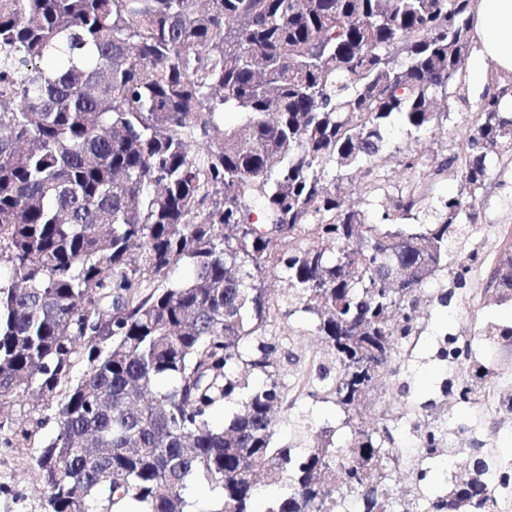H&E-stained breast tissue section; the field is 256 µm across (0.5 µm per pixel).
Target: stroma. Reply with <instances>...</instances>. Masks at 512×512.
<instances>
[{
    "mask_svg": "<svg viewBox=\"0 0 512 512\" xmlns=\"http://www.w3.org/2000/svg\"><path fill=\"white\" fill-rule=\"evenodd\" d=\"M512 246V177L503 187L493 189L481 208V222L464 239L459 251L469 258V271L460 286H448L446 279L429 283L427 293L451 287L447 305L426 303L418 318L419 334L413 346H401L399 372L386 376L375 388L362 419L348 423L343 410L331 400L301 396L290 418H279L276 425L277 445L307 448L322 428L335 429L337 441L350 438L354 428L369 431L377 424L388 423L395 438L402 468H410L417 456L415 416L424 403L436 402L448 421L449 447L470 448L474 444L495 449L501 458L512 461V410L495 415L478 411L473 402L458 395L442 396L440 385L451 379L456 385H472L473 375L466 360L449 368L436 357L443 334L467 336L472 351L494 369V383L512 388V346L489 347L480 340L478 328L490 321H512V306L498 304L481 293L483 285L505 248ZM282 344L279 364L281 379L296 387L312 361L323 354V347L310 321L301 314L283 318L276 327ZM32 445L0 444V512H44L42 483L33 462ZM450 468L447 461L432 464L421 485L392 479L387 489L393 499H407L413 512H423L421 492L446 486Z\"/></svg>",
    "mask_w": 512,
    "mask_h": 512,
    "instance_id": "35a3bbf8",
    "label": "stroma"
}]
</instances>
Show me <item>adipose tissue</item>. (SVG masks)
Segmentation results:
<instances>
[{
  "label": "adipose tissue",
  "instance_id": "adipose-tissue-1",
  "mask_svg": "<svg viewBox=\"0 0 512 512\" xmlns=\"http://www.w3.org/2000/svg\"><path fill=\"white\" fill-rule=\"evenodd\" d=\"M478 52L469 65V77L482 85L488 67L512 73V0H478L472 19Z\"/></svg>",
  "mask_w": 512,
  "mask_h": 512
}]
</instances>
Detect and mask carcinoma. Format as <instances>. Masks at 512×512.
<instances>
[{"label":"carcinoma","instance_id":"obj_1","mask_svg":"<svg viewBox=\"0 0 512 512\" xmlns=\"http://www.w3.org/2000/svg\"><path fill=\"white\" fill-rule=\"evenodd\" d=\"M476 0H0V413L55 406L46 512H409L389 426L299 453L280 316L324 343L308 396L361 409L418 334L492 172L512 170L495 74L446 154L421 141L465 87ZM237 125L220 123L224 113ZM399 117L413 145L386 150ZM364 173L373 199L349 203ZM455 177L459 192L434 195ZM188 268L185 280L171 275ZM285 283L281 297L268 277ZM484 292L512 303V255ZM487 341H512L489 323ZM485 366L446 340L439 358ZM236 409L217 424L213 415ZM429 427L421 463L443 449ZM426 512H487L492 455L462 448Z\"/></svg>","mask_w":512,"mask_h":512}]
</instances>
